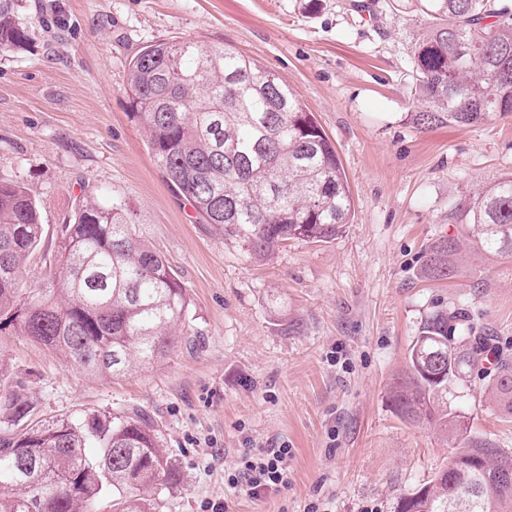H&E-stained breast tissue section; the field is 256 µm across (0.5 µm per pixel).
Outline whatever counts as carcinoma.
I'll use <instances>...</instances> for the list:
<instances>
[{
    "label": "carcinoma",
    "instance_id": "obj_1",
    "mask_svg": "<svg viewBox=\"0 0 512 512\" xmlns=\"http://www.w3.org/2000/svg\"><path fill=\"white\" fill-rule=\"evenodd\" d=\"M433 21L412 50L427 110L413 123L479 124L512 112V7L494 0H419ZM28 40L0 2V49ZM130 116L196 219L263 259L290 240L329 242L350 223L353 203L336 147L295 92L276 75L222 45L162 41L129 64ZM452 215L480 248L512 255V175L460 199ZM43 234L26 188L0 179V333L10 329L59 352L80 369L119 377L168 355L189 335L190 297L164 257L137 239L125 209L80 200L55 246L52 284L22 292L19 272ZM453 239L437 242L430 274L448 276ZM453 317L422 320L404 374L388 400L402 420L443 433L448 466L400 498L397 512H512V454L469 437L448 406L452 389L483 356L454 335ZM512 408V373L494 374ZM33 407L0 395V512H157L158 489L177 481L147 415L29 425Z\"/></svg>",
    "mask_w": 512,
    "mask_h": 512
}]
</instances>
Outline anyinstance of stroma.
<instances>
[{
	"label": "stroma",
	"mask_w": 512,
	"mask_h": 512,
	"mask_svg": "<svg viewBox=\"0 0 512 512\" xmlns=\"http://www.w3.org/2000/svg\"><path fill=\"white\" fill-rule=\"evenodd\" d=\"M29 33L0 50V177L23 185L44 224L22 288L48 285L61 224L99 189L126 209L191 299L192 335L121 378L94 376L15 332L0 335V394L22 388L31 423L133 410L151 417L178 471L160 512H394L448 463V441L401 421L387 400L422 320L464 315L471 345L512 366V257L450 220L478 185L512 174V113L475 125L413 121L416 0L383 16L351 0H9ZM218 43L284 80L335 144L354 200L328 243L289 241L265 260L198 223L128 116L131 59L163 39ZM458 240L453 274L426 271ZM297 320L289 331L279 315ZM491 374L453 391L472 438L512 453V410ZM285 444L288 489L255 499L227 475L250 448ZM455 241L451 238L437 242L431 249L426 261L430 274L437 278L448 276V256L455 250Z\"/></svg>",
	"instance_id": "35a3bbf8"
}]
</instances>
